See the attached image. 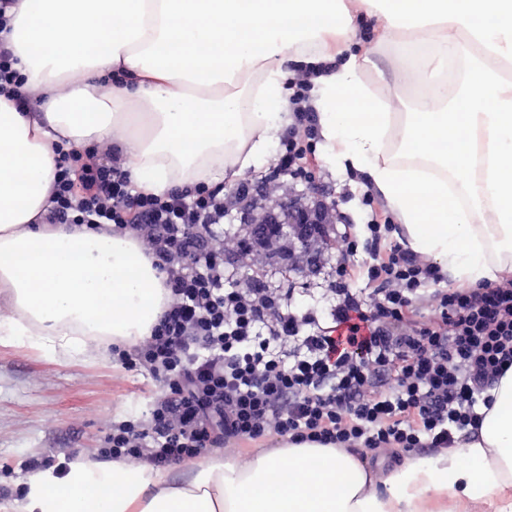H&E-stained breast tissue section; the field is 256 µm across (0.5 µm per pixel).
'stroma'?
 Returning a JSON list of instances; mask_svg holds the SVG:
<instances>
[{
	"instance_id": "obj_1",
	"label": "stroma",
	"mask_w": 512,
	"mask_h": 512,
	"mask_svg": "<svg viewBox=\"0 0 512 512\" xmlns=\"http://www.w3.org/2000/svg\"><path fill=\"white\" fill-rule=\"evenodd\" d=\"M317 187L281 182L283 196L300 204L320 199L336 211L327 225L329 243H318L311 267L272 263L261 274L273 286L290 281L296 288H324L336 265L331 242L346 225L362 224L367 214L360 173L316 159ZM151 380L100 355L93 360L50 357L29 345L0 340V512H16L31 477V461L51 465L65 458L90 456L100 446L105 414L134 408Z\"/></svg>"
}]
</instances>
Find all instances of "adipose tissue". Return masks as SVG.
I'll return each mask as SVG.
<instances>
[{
    "instance_id": "obj_1",
    "label": "adipose tissue",
    "mask_w": 512,
    "mask_h": 512,
    "mask_svg": "<svg viewBox=\"0 0 512 512\" xmlns=\"http://www.w3.org/2000/svg\"><path fill=\"white\" fill-rule=\"evenodd\" d=\"M7 42L34 104L0 93V336L50 355L149 334L165 299L129 237L48 230L57 148L115 147L137 191L234 181L266 164L293 109L292 70L317 69L309 103L327 161L363 175L455 288L512 275V0H14ZM376 19L378 60L352 52ZM419 76L435 112L398 114L389 92ZM440 158L463 130L481 139L482 185L468 207L448 184L390 156L397 126ZM469 441L369 477L317 443L182 476L73 459L33 476L18 512H512V371Z\"/></svg>"
}]
</instances>
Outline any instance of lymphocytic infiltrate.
<instances>
[{"label":"lymphocytic infiltrate","instance_id":"f902f5d3","mask_svg":"<svg viewBox=\"0 0 512 512\" xmlns=\"http://www.w3.org/2000/svg\"><path fill=\"white\" fill-rule=\"evenodd\" d=\"M291 127L260 190L287 219L281 177L314 183L317 147L305 101L309 78L289 82ZM48 226L134 239L164 275L162 312L149 335L110 345L122 366L159 385L144 414L105 417L92 460L167 468L270 436L333 445L362 459L441 453L478 430L489 390L512 369V281L446 288L436 264L392 241L390 224L343 235L328 307L235 267H260L248 234L225 236L224 194L204 184L162 196L133 193L118 153L58 150ZM364 255L367 285H350Z\"/></svg>","mask_w":512,"mask_h":512}]
</instances>
